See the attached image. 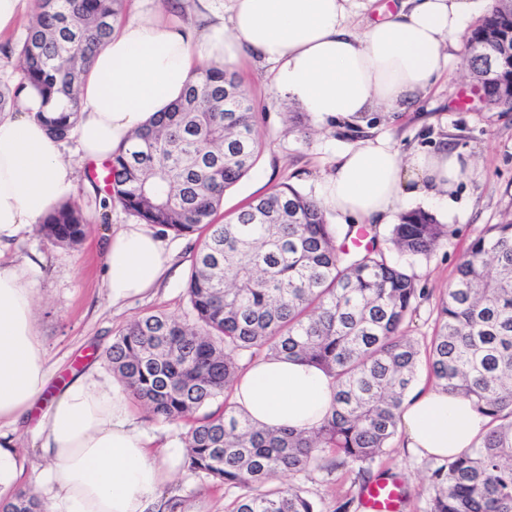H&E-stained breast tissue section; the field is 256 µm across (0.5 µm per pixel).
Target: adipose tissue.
Segmentation results:
<instances>
[{
  "instance_id": "1",
  "label": "adipose tissue",
  "mask_w": 512,
  "mask_h": 512,
  "mask_svg": "<svg viewBox=\"0 0 512 512\" xmlns=\"http://www.w3.org/2000/svg\"><path fill=\"white\" fill-rule=\"evenodd\" d=\"M185 2L196 23L158 16L115 24L80 85L73 138L83 162L111 158L206 64L227 71L245 58L272 64L277 97L325 124H357L380 106L407 108L447 68L483 0H399L386 20L358 32L347 24L354 0ZM42 103L29 89L18 109L0 113V250L75 193L78 171L63 142L35 117ZM470 169L444 146L404 158L387 140L366 138L338 156L322 204L361 224H389L410 204L447 202ZM172 260L148 225H121L105 247L113 304L154 288ZM35 271L34 260L0 259V497L17 488L23 466L13 434L31 419L47 463L46 512H162L170 474L155 462L123 383L87 372L53 384L34 320ZM333 395L323 371L284 358L257 361L232 387L236 408L269 428L316 426ZM489 422L470 400L431 388L405 400L399 428L412 453L448 457L472 448Z\"/></svg>"
}]
</instances>
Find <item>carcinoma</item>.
Masks as SVG:
<instances>
[{
    "label": "carcinoma",
    "instance_id": "cac0c4a2",
    "mask_svg": "<svg viewBox=\"0 0 512 512\" xmlns=\"http://www.w3.org/2000/svg\"><path fill=\"white\" fill-rule=\"evenodd\" d=\"M122 6L35 0L18 47L21 80L0 88V113L30 86L47 105L37 118L54 138H68L81 109L82 74L106 46ZM492 32L512 34L504 0L471 30L468 64L477 63ZM482 91L488 105L512 111V56ZM262 148L253 103L236 75L203 67L168 111L112 155L109 194L126 211L176 235L210 229L188 281L192 322L162 313L134 320L106 351L113 372L154 416L186 422L183 468L246 489L229 512H320L301 488L274 480L348 467L369 484L423 361L435 386L490 417L469 453L431 461L427 512H512V219L471 239L422 352L404 326L427 289L387 260L377 226L364 228L367 245L350 250L345 241L359 227L329 223L321 202L288 184L212 223L224 193ZM40 230L54 244L73 246L85 224L65 204L49 211ZM456 234L433 215L411 211L392 225L389 241L403 255L427 257ZM261 355L302 360L331 379L334 404L318 425L259 428L226 400L198 415L232 387L241 361ZM0 512H40V503L19 489L0 499Z\"/></svg>",
    "mask_w": 512,
    "mask_h": 512
}]
</instances>
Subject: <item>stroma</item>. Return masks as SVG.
Instances as JSON below:
<instances>
[{"label": "stroma", "mask_w": 512, "mask_h": 512, "mask_svg": "<svg viewBox=\"0 0 512 512\" xmlns=\"http://www.w3.org/2000/svg\"><path fill=\"white\" fill-rule=\"evenodd\" d=\"M465 57V52H457L428 94L409 108L383 107L357 125L334 122L322 127L312 123L291 130L286 120L293 106L272 94L270 66L245 61L236 75L253 100L256 133L263 151L254 168L225 193L214 223H224L253 197L286 183L321 197L337 155L364 138H390L405 156L441 145L465 154L472 163V173L459 183L448 205L434 210L441 223L459 228V235L426 259L410 260L391 249L386 252L390 261L405 265L416 275L420 287L430 293L413 312L407 327L409 336L428 342L436 328L438 299L451 285L471 238L487 225L512 218V112L474 99ZM78 173L73 202L87 224L82 242L74 247L55 245L31 228L23 231L7 252L12 259L34 251L42 257L34 319L58 383L90 369L101 379H111L105 352L133 319L151 313L188 317L187 283L196 251L207 235L203 228L190 236L165 233L163 239L175 253L170 273L148 294L128 299L123 307L112 306L103 285L101 244L106 233L134 223L135 218L118 203L106 200L104 190L91 185L86 168H79ZM132 409L138 421L155 435L158 460L172 471L165 499H181L183 512H224L240 491L213 484L211 479L183 468L184 424L156 419L137 402ZM372 473L401 484V512H426L427 461L410 456L400 438H393L388 454L374 464ZM278 483L302 487L321 501L323 512H337L345 503L349 512H361L353 505L361 488L355 472L339 469L285 474Z\"/></svg>", "instance_id": "35a3bbf8"}]
</instances>
